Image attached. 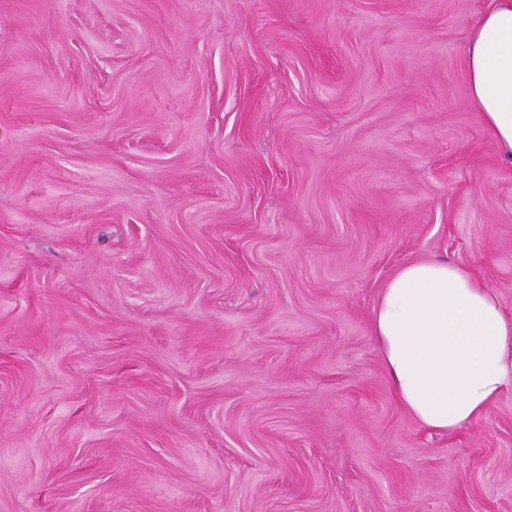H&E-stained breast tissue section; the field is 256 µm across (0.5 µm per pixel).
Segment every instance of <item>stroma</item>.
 Returning a JSON list of instances; mask_svg holds the SVG:
<instances>
[{"mask_svg":"<svg viewBox=\"0 0 512 512\" xmlns=\"http://www.w3.org/2000/svg\"><path fill=\"white\" fill-rule=\"evenodd\" d=\"M496 0H0V512H512V389L420 426L402 265L512 314ZM471 95L499 154L512 161V1L475 21L465 50Z\"/></svg>","mask_w":512,"mask_h":512,"instance_id":"stroma-1","label":"stroma"}]
</instances>
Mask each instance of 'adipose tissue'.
I'll return each mask as SVG.
<instances>
[{
  "mask_svg": "<svg viewBox=\"0 0 512 512\" xmlns=\"http://www.w3.org/2000/svg\"><path fill=\"white\" fill-rule=\"evenodd\" d=\"M471 95L512 161V0L475 21L465 50ZM385 374L421 426L455 432L512 388V316L477 275L448 261L401 266L371 316Z\"/></svg>",
  "mask_w": 512,
  "mask_h": 512,
  "instance_id": "ef3b65f1",
  "label": "adipose tissue"
}]
</instances>
